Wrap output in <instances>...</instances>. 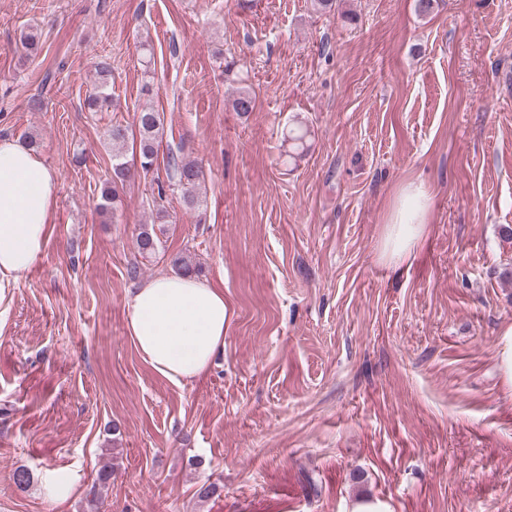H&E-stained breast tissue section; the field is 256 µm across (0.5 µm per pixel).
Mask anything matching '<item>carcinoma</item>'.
<instances>
[{
  "instance_id": "cac0c4a2",
  "label": "carcinoma",
  "mask_w": 512,
  "mask_h": 512,
  "mask_svg": "<svg viewBox=\"0 0 512 512\" xmlns=\"http://www.w3.org/2000/svg\"><path fill=\"white\" fill-rule=\"evenodd\" d=\"M111 72L110 63L102 61L97 64L98 80L86 100L89 109L95 112L110 102L108 84ZM133 124L135 130L132 132L121 124L114 125L106 131V140L112 145V169L101 188L99 208L103 213L116 202L117 186L130 181L141 172L147 174L152 171L158 158L159 143L164 135L163 114L152 108H145L134 114ZM129 140L133 142L130 158L124 150V145ZM167 169L170 180L180 188L184 203L192 207L199 205L197 189L203 173L198 164L172 155L168 157ZM160 245L161 241L155 229L147 224L142 225L137 235V247L142 257L155 255ZM113 473L114 467L110 465H105L98 471L87 497L88 512H99L100 490L110 484Z\"/></svg>"
}]
</instances>
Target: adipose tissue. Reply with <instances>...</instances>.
<instances>
[{"instance_id":"1","label":"adipose tissue","mask_w":512,"mask_h":512,"mask_svg":"<svg viewBox=\"0 0 512 512\" xmlns=\"http://www.w3.org/2000/svg\"><path fill=\"white\" fill-rule=\"evenodd\" d=\"M58 191L57 177L32 150L0 137V301L43 251ZM430 195L420 181L404 184L383 226L380 255L411 262L427 235ZM229 310L222 290L190 275H162L128 302V334L160 375L182 384L203 376L224 352Z\"/></svg>"}]
</instances>
